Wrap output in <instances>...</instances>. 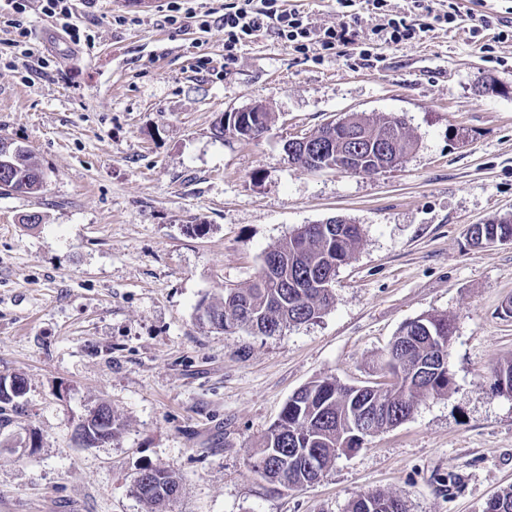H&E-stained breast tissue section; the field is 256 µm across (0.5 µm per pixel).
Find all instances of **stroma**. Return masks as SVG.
Wrapping results in <instances>:
<instances>
[{
	"mask_svg": "<svg viewBox=\"0 0 512 512\" xmlns=\"http://www.w3.org/2000/svg\"><path fill=\"white\" fill-rule=\"evenodd\" d=\"M457 3L455 23L372 62L360 45L380 18L365 0L350 14L301 0L313 26L357 34L317 57L271 28L229 54L219 27L112 0H76L87 49L32 8L33 56L0 24V138L45 174L40 195L0 193V375L26 383L0 407V512H148L133 491L145 467L179 475L172 512H348L375 491L407 512H483L512 485V397L493 379L512 359V247L468 234L512 217V39L498 37L512 0ZM255 102L273 114L261 137H217L224 113ZM350 112L397 115L415 150L364 174L289 161L290 137ZM332 217L361 241L319 318L271 336L199 321L202 301L248 287L266 251ZM428 313L454 328L447 395L314 485L251 471L294 392L379 380L393 337ZM100 404L120 433L82 446L74 431Z\"/></svg>",
	"mask_w": 512,
	"mask_h": 512,
	"instance_id": "obj_1",
	"label": "stroma"
}]
</instances>
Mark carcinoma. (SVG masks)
Instances as JSON below:
<instances>
[{"label":"carcinoma","mask_w":512,"mask_h":512,"mask_svg":"<svg viewBox=\"0 0 512 512\" xmlns=\"http://www.w3.org/2000/svg\"><path fill=\"white\" fill-rule=\"evenodd\" d=\"M358 127L367 135L362 152L348 159L336 155L320 156L316 149H307L299 158L301 167L319 171L331 163L346 173L361 169L373 172L385 159L376 151L379 135L389 130L391 114L375 116L356 113ZM0 182L11 185V192L33 196L43 189L44 176L39 164L21 149L0 162ZM493 233L512 236V219L478 224L472 239ZM361 239L359 225L346 220L333 224L326 231L310 224L298 229L288 240L265 252L262 265L271 258L279 263L280 274L268 279L259 271L247 288L224 290L221 302L205 304L211 323L221 327L247 330L270 328L272 335L291 325L306 323L319 317L331 304L333 296L315 286L316 276L339 267L354 254ZM453 325L446 314H428L406 323L381 355L379 370L393 361L402 374L401 381L378 392L362 386H347L334 379L310 382L295 392L284 405L278 419L260 437L250 466L261 478L268 480L272 462L282 457L292 462L291 472L283 474L288 485L308 486L319 479L345 448H360L354 438V421L372 415L374 431L399 424L414 412L418 400L448 394L452 378L441 347L449 346ZM494 387L512 395V360L493 371ZM154 479L147 485L134 482L137 496L150 507V512H167L171 495L179 489L180 478L173 472L153 470ZM350 512H406L401 499L383 492L359 497L350 505Z\"/></svg>","instance_id":"carcinoma-1"}]
</instances>
